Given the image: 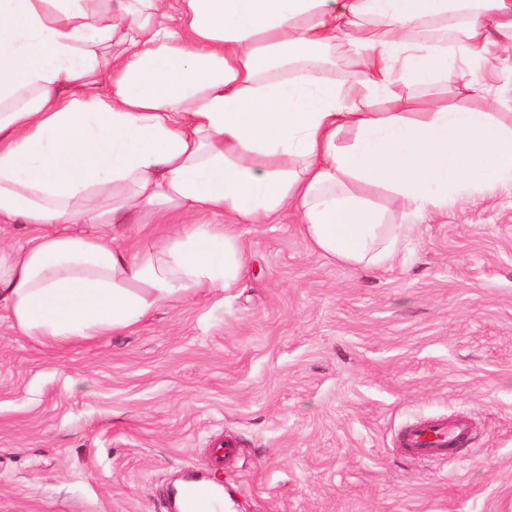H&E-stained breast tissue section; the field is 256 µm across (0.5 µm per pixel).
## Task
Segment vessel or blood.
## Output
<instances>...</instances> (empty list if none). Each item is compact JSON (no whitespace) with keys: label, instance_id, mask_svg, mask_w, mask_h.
<instances>
[{"label":"vessel or blood","instance_id":"b4317fda","mask_svg":"<svg viewBox=\"0 0 512 512\" xmlns=\"http://www.w3.org/2000/svg\"><path fill=\"white\" fill-rule=\"evenodd\" d=\"M470 432L463 418L425 421L403 430L399 446L410 457H446L457 452ZM221 498V492L191 474L169 492L174 512H216Z\"/></svg>","mask_w":512,"mask_h":512}]
</instances>
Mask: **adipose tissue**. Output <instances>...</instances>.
Wrapping results in <instances>:
<instances>
[{
	"label": "adipose tissue",
	"instance_id": "obj_1",
	"mask_svg": "<svg viewBox=\"0 0 512 512\" xmlns=\"http://www.w3.org/2000/svg\"><path fill=\"white\" fill-rule=\"evenodd\" d=\"M494 44L512 0H0V223L58 227L0 252V301L32 338L107 336L235 287L234 225L289 208L312 250L386 264L425 215L512 189Z\"/></svg>",
	"mask_w": 512,
	"mask_h": 512
}]
</instances>
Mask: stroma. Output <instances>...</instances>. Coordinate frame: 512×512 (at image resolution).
Returning a JSON list of instances; mask_svg holds the SVG:
<instances>
[{
    "label": "stroma",
    "mask_w": 512,
    "mask_h": 512,
    "mask_svg": "<svg viewBox=\"0 0 512 512\" xmlns=\"http://www.w3.org/2000/svg\"><path fill=\"white\" fill-rule=\"evenodd\" d=\"M235 230L236 287L128 331L59 348L0 306V512H169L221 439L228 512H512V194L426 217L382 268L313 251L292 210ZM452 416L458 459L398 448Z\"/></svg>",
    "instance_id": "obj_1"
}]
</instances>
